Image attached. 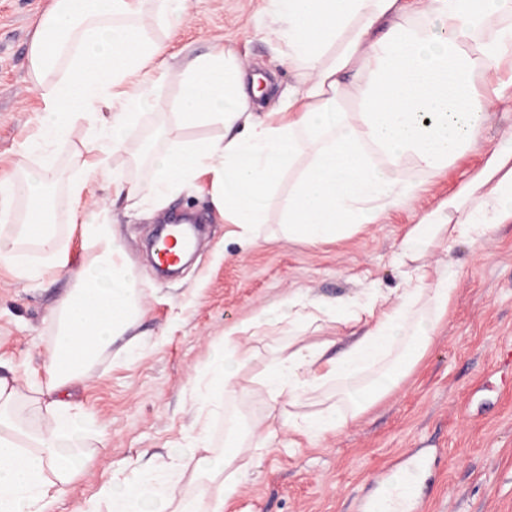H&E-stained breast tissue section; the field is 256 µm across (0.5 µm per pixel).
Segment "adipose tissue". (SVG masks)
<instances>
[{
  "mask_svg": "<svg viewBox=\"0 0 512 512\" xmlns=\"http://www.w3.org/2000/svg\"><path fill=\"white\" fill-rule=\"evenodd\" d=\"M169 32L185 21L186 0H54L29 51L43 101L37 143L66 141L86 128L87 158L22 161L0 179V262L19 278L42 279L68 263L73 235L85 255L74 285L50 314L47 387H33L34 409L21 420L22 392L0 378V512H49L85 464V433L62 394L82 380L119 339L136 346L145 284L106 209L81 208L98 177L129 208H163L200 178L243 246L255 245L272 203L291 241L322 245L381 223L410 198L415 174H434L479 135L485 113L512 87V0H267L265 16L284 45L279 61L302 73L282 108L249 109L244 74L232 48L213 46L184 64L179 95L164 113L176 136L142 140L144 119L169 69L167 44L151 38L146 12ZM495 76L479 81L486 71ZM219 129L218 137H180L183 129ZM129 149L128 168H111ZM141 169L131 178L129 168ZM288 194L277 198L280 184ZM512 222V136L447 202L412 225L396 258L406 286L396 302L370 305L364 331L345 351L286 348L261 375L270 405L287 400L279 425L315 438L343 428L385 399L421 361L456 293L450 264L430 267L432 245L481 241ZM237 337L224 338L207 389L212 402L243 399ZM335 389V404L298 412L305 394ZM261 426L230 428L218 452L192 447L170 457L113 469L84 512H224L248 471V448H266ZM198 483L188 493L184 479ZM220 482L208 497L203 482Z\"/></svg>",
  "mask_w": 512,
  "mask_h": 512,
  "instance_id": "obj_1",
  "label": "adipose tissue"
}]
</instances>
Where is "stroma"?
Wrapping results in <instances>:
<instances>
[{
	"mask_svg": "<svg viewBox=\"0 0 512 512\" xmlns=\"http://www.w3.org/2000/svg\"><path fill=\"white\" fill-rule=\"evenodd\" d=\"M52 0H0V176L21 162V148L39 125L42 99L29 77L28 53L40 16ZM265 0H188L175 32L148 20L171 51L194 57L213 45L236 52L247 75H276L279 93L251 103L262 115L280 106V92L297 83L275 59L278 42L261 13ZM512 135V96L489 112L482 132L447 169L422 176L415 198L333 243L311 246L281 237L269 219L258 243L242 250L234 225L225 223L209 195L192 189L172 201L166 215L199 216L205 230L182 273L158 276L146 250L161 218L147 208H127L107 182L92 197L106 203L130 258L146 286L137 327L140 349L114 344L87 379L71 392L88 427L87 460L52 512H78L95 498L113 467L149 452L158 459L193 446L191 396L203 391L213 350L226 333L249 354L236 382L251 396L241 421H264L265 394L257 380L277 352L297 345L326 347L328 355L360 335L354 318L368 289L396 299L405 282L395 262L396 244L483 165L502 137ZM457 270L455 298L420 363L386 399L336 433L318 439L277 429L271 447L249 450L247 478L226 512H352L368 494L371 477L388 471L416 448H439L442 462L428 494V512H512V381L498 363L512 347V223L480 243L458 241L450 254ZM68 268L26 282L0 264V377L20 386L44 380L52 341L48 317L71 288ZM299 296L328 306L330 316L299 330L287 322L254 326L264 309H287Z\"/></svg>",
	"mask_w": 512,
	"mask_h": 512,
	"instance_id": "1",
	"label": "stroma"
}]
</instances>
